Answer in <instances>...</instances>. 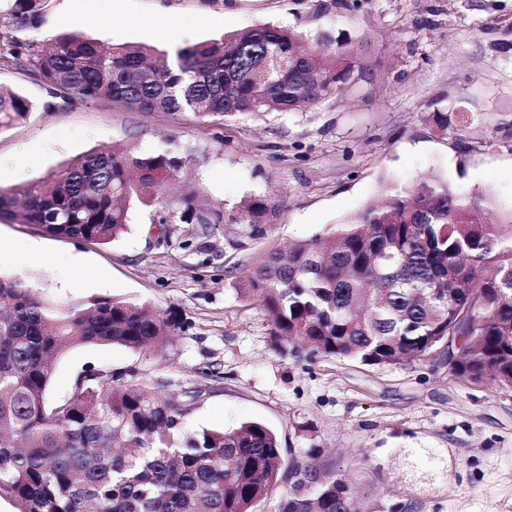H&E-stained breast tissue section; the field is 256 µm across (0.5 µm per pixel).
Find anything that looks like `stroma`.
I'll list each match as a JSON object with an SVG mask.
<instances>
[{"label": "stroma", "instance_id": "1", "mask_svg": "<svg viewBox=\"0 0 512 512\" xmlns=\"http://www.w3.org/2000/svg\"><path fill=\"white\" fill-rule=\"evenodd\" d=\"M0 0V33L39 44L79 33L169 52L264 25L359 48L370 75L298 111L201 118L137 112L108 101L52 97L29 72L0 67V87L34 104L0 132V188L42 180L114 145L167 152L186 166L175 193L228 209L264 194L280 201L263 236L236 224L179 222L157 238L159 206L136 203L128 230L106 243L50 236L0 221V271L45 300L147 302L181 328L157 352L75 345L56 361L48 395L69 398L86 372L132 371L133 382L199 397L188 429L258 421L286 460L351 477L364 512H512V389L455 375L434 358L414 366L283 357L259 305L235 282L272 247L311 239L356 217L383 187L439 177L489 194L493 219L512 214V0H42L37 27L13 24ZM53 110H46V101ZM448 115L439 129L435 112ZM54 258H23L26 244Z\"/></svg>", "mask_w": 512, "mask_h": 512}]
</instances>
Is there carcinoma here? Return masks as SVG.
Masks as SVG:
<instances>
[{
	"label": "carcinoma",
	"mask_w": 512,
	"mask_h": 512,
	"mask_svg": "<svg viewBox=\"0 0 512 512\" xmlns=\"http://www.w3.org/2000/svg\"><path fill=\"white\" fill-rule=\"evenodd\" d=\"M11 13L21 27L40 23L38 0H13ZM0 65L30 70L72 100L222 118L291 112L368 76L357 50L270 25L172 57L77 33L34 47L11 36L0 39ZM32 110L0 87V130ZM181 168L167 153L90 152L46 180L1 189L0 219L94 243L126 231L135 201L158 202L161 224H242L256 237L274 222L278 204L263 195L224 210L169 195ZM486 216L484 198L444 180L387 188L356 218L288 254L268 249L235 286L262 308L283 356L307 350L414 366L462 336L453 371L512 389V218L494 224ZM178 329L144 303L96 297L62 307L0 275V498L17 512H251L290 466L299 478L294 512H357L346 477L285 462L262 423L189 432L187 401L112 373H87L69 399L49 404L52 364L69 346L151 351Z\"/></svg>",
	"instance_id": "carcinoma-1"
}]
</instances>
